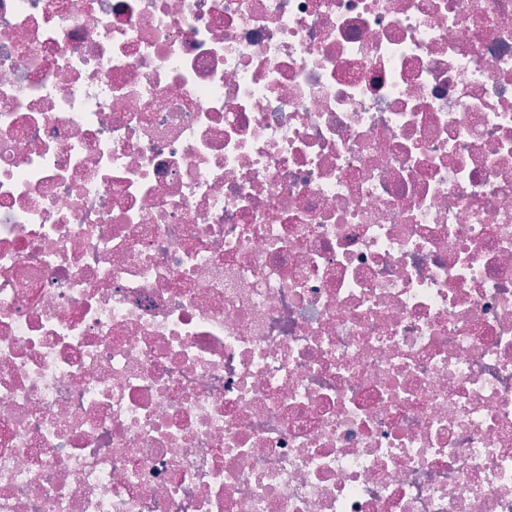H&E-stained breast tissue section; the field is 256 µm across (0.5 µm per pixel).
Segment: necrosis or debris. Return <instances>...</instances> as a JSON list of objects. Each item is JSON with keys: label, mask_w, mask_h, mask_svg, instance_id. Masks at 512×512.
Masks as SVG:
<instances>
[{"label": "necrosis or debris", "mask_w": 512, "mask_h": 512, "mask_svg": "<svg viewBox=\"0 0 512 512\" xmlns=\"http://www.w3.org/2000/svg\"><path fill=\"white\" fill-rule=\"evenodd\" d=\"M0 512H512V0H0Z\"/></svg>", "instance_id": "necrosis-or-debris-1"}]
</instances>
